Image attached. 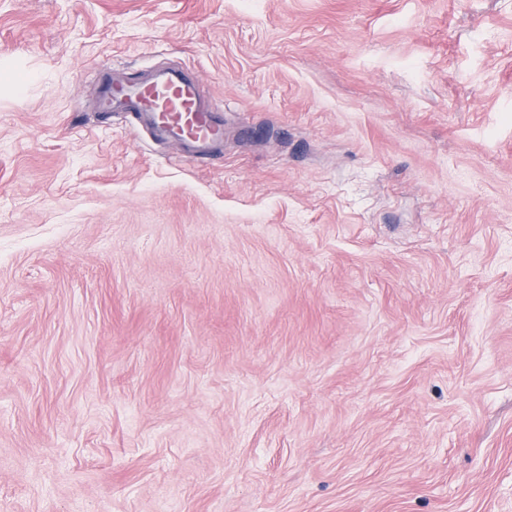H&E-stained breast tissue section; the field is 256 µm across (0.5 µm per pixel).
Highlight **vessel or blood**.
Returning <instances> with one entry per match:
<instances>
[{"label":"vessel or blood","instance_id":"1","mask_svg":"<svg viewBox=\"0 0 512 512\" xmlns=\"http://www.w3.org/2000/svg\"><path fill=\"white\" fill-rule=\"evenodd\" d=\"M101 70L106 75L100 97L102 111L148 116L158 130L179 141L190 158L223 140L224 127L214 108L201 101L195 82L168 77L127 84L111 77L110 64H102Z\"/></svg>","mask_w":512,"mask_h":512}]
</instances>
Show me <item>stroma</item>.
Returning <instances> with one entry per match:
<instances>
[{"label":"stroma","mask_w":512,"mask_h":512,"mask_svg":"<svg viewBox=\"0 0 512 512\" xmlns=\"http://www.w3.org/2000/svg\"><path fill=\"white\" fill-rule=\"evenodd\" d=\"M0 70V512H512V0H0ZM107 75L100 97L102 112L123 111L146 115L160 131L184 147L187 158H195L224 138V127L217 112L201 101L197 85L179 77L138 84L115 79L112 65L99 66Z\"/></svg>","instance_id":"1"}]
</instances>
